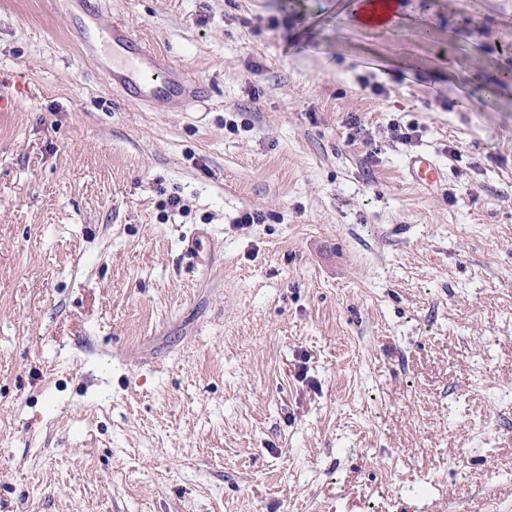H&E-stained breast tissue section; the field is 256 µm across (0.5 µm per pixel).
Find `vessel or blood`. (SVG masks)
<instances>
[{
	"label": "vessel or blood",
	"instance_id": "1",
	"mask_svg": "<svg viewBox=\"0 0 512 512\" xmlns=\"http://www.w3.org/2000/svg\"><path fill=\"white\" fill-rule=\"evenodd\" d=\"M99 30L103 45L113 49L112 82L119 85L127 97L170 110L184 109L201 98L202 85L187 80L181 70L138 39L124 20L102 15ZM408 174L412 181L426 185L441 181L437 165L423 155L411 157Z\"/></svg>",
	"mask_w": 512,
	"mask_h": 512
}]
</instances>
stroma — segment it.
<instances>
[{
    "instance_id": "stroma-1",
    "label": "stroma",
    "mask_w": 512,
    "mask_h": 512,
    "mask_svg": "<svg viewBox=\"0 0 512 512\" xmlns=\"http://www.w3.org/2000/svg\"><path fill=\"white\" fill-rule=\"evenodd\" d=\"M343 6L0 0V512H512V0ZM399 0H349L345 9L353 26L361 31H400ZM99 30L102 45L108 47L112 43V84L119 85L128 98L149 101L169 110L184 109L201 98L202 85L187 80L181 70L138 39L124 20L102 14ZM155 76L160 80L155 81ZM408 175L412 181L426 185L438 184L441 181L440 169L423 155L411 157L408 162Z\"/></svg>"
}]
</instances>
